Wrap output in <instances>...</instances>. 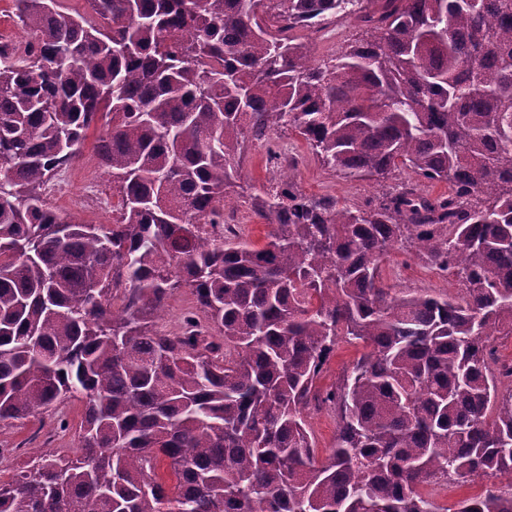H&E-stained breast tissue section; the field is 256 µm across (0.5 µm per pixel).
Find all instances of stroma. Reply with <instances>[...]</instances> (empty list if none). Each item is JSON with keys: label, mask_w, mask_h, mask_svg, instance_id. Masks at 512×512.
Returning a JSON list of instances; mask_svg holds the SVG:
<instances>
[{"label": "stroma", "mask_w": 512, "mask_h": 512, "mask_svg": "<svg viewBox=\"0 0 512 512\" xmlns=\"http://www.w3.org/2000/svg\"><path fill=\"white\" fill-rule=\"evenodd\" d=\"M240 176L224 200V221L236 225L239 235L255 246L267 242L269 227L253 208L255 196L275 192L283 174H290L294 189L309 198L333 197L343 203L361 204L367 199L417 183L420 193L436 197L447 194L444 182H416L407 170L384 182L345 179L325 169L307 141L288 128L268 130L262 139L245 137L238 159ZM94 186L98 201L81 204L87 186ZM48 204L62 215L90 224H107L121 197L111 178L99 166L91 145H84L80 161L60 171L45 190ZM384 283L392 288H411L450 293L455 282L449 274L425 263L413 254L395 251L381 263ZM82 405L71 401L58 412L29 418L24 424H0V481L7 482L36 457L58 452L75 456L79 452L77 430Z\"/></svg>", "instance_id": "obj_1"}]
</instances>
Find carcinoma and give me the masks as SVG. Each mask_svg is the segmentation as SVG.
Returning a JSON list of instances; mask_svg holds the SVG:
<instances>
[{
  "label": "carcinoma",
  "mask_w": 512,
  "mask_h": 512,
  "mask_svg": "<svg viewBox=\"0 0 512 512\" xmlns=\"http://www.w3.org/2000/svg\"><path fill=\"white\" fill-rule=\"evenodd\" d=\"M14 0L0 44V423L83 402L75 459L0 482V512H512V481L441 507L428 484L512 475V0ZM358 36L317 60L299 28ZM95 154L111 224L52 209ZM288 126L323 166L444 181L363 205L292 182L256 202L261 248L224 223L245 133ZM393 249L453 294L381 279ZM204 315L152 328L172 292ZM340 337L368 352L325 395ZM336 406L316 456L305 411ZM165 460L170 479L157 472ZM13 0H0V42L9 44H21L28 39V35L17 18L12 16ZM10 15V16H9ZM1 17L5 22L1 23Z\"/></svg>",
  "instance_id": "carcinoma-1"
}]
</instances>
